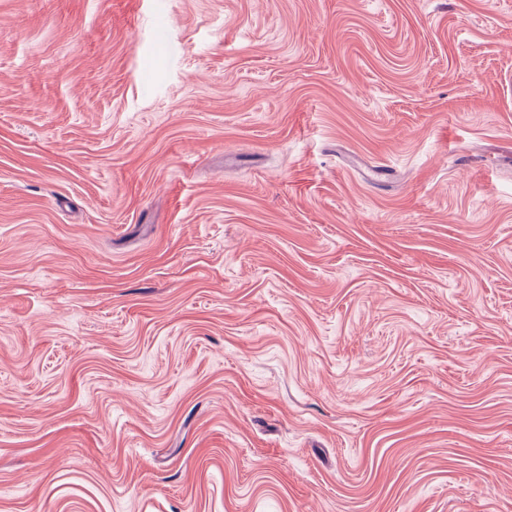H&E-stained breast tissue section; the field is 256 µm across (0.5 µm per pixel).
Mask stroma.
<instances>
[{
    "label": "stroma",
    "mask_w": 512,
    "mask_h": 512,
    "mask_svg": "<svg viewBox=\"0 0 512 512\" xmlns=\"http://www.w3.org/2000/svg\"><path fill=\"white\" fill-rule=\"evenodd\" d=\"M0 512H512V0H0Z\"/></svg>",
    "instance_id": "stroma-1"
}]
</instances>
